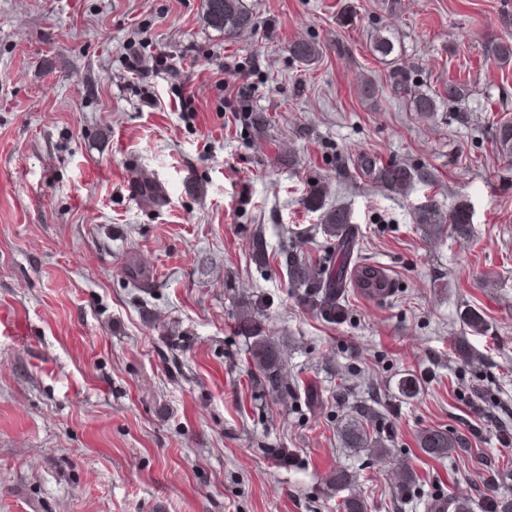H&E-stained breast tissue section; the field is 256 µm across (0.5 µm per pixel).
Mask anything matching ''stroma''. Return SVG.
<instances>
[{
	"label": "stroma",
	"instance_id": "obj_1",
	"mask_svg": "<svg viewBox=\"0 0 512 512\" xmlns=\"http://www.w3.org/2000/svg\"><path fill=\"white\" fill-rule=\"evenodd\" d=\"M245 3L255 24L228 37L203 0H0V512H336L339 467L367 512L512 492L497 424L512 423V62L494 51L512 0ZM301 39L320 48L311 64L290 53ZM401 70L466 95L423 117L390 91ZM365 157L414 178L392 191ZM142 174L163 202L138 196ZM428 204L467 221L433 234L415 219ZM336 208L355 260L399 289L348 290L332 323L300 304L282 252L332 248L320 218ZM257 297L298 383L284 401L256 386L235 331ZM358 405L391 428L388 454L345 447ZM427 429L459 448L428 457ZM401 466L417 476L405 495Z\"/></svg>",
	"mask_w": 512,
	"mask_h": 512
}]
</instances>
